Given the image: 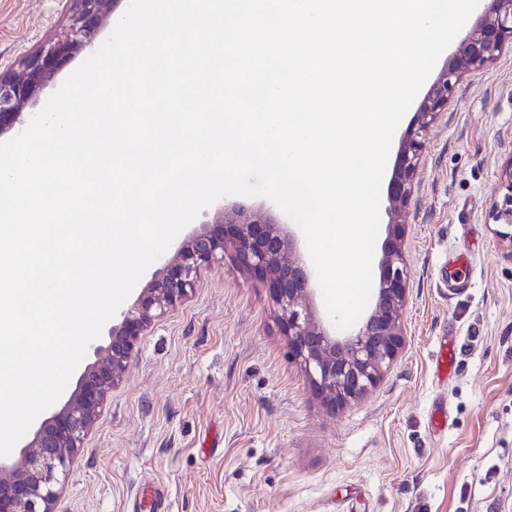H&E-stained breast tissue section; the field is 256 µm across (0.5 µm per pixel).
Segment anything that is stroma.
Listing matches in <instances>:
<instances>
[{"label":"stroma","instance_id":"1","mask_svg":"<svg viewBox=\"0 0 512 512\" xmlns=\"http://www.w3.org/2000/svg\"><path fill=\"white\" fill-rule=\"evenodd\" d=\"M64 0H0V70L66 25ZM512 156V40L464 76L425 137L405 226V347L367 396L337 409L289 355L263 281L232 254L142 336L76 457L56 512H132L138 486L167 492V512H512V252L489 217ZM304 234L271 200L232 195ZM464 256L457 286L440 268ZM457 359L438 376L443 339ZM448 403V427L429 415Z\"/></svg>","mask_w":512,"mask_h":512}]
</instances>
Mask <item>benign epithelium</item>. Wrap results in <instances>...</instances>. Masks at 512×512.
Here are the masks:
<instances>
[{"instance_id": "obj_1", "label": "benign epithelium", "mask_w": 512, "mask_h": 512, "mask_svg": "<svg viewBox=\"0 0 512 512\" xmlns=\"http://www.w3.org/2000/svg\"><path fill=\"white\" fill-rule=\"evenodd\" d=\"M70 24L54 40L22 61L19 74L0 73V136L9 132L26 107L75 55L91 48L118 0H67ZM512 39V0H489L476 26L468 30L451 62L433 84L405 131L397 153L388 201L392 217L380 259L379 280L366 318L344 333L331 332L316 319L312 275L292 257L294 239L279 224L239 208L221 213L192 233L137 295L119 312L101 347V360L87 365L63 402L45 410L18 455L0 459V512H55L61 485L108 394L120 381L144 333L196 288L201 271L224 262L231 251L237 264L263 280L288 336L291 354L315 393L330 407L367 395L396 361L404 346L400 310L407 298L408 267L404 225L397 215L407 206L426 133L463 75L495 61L505 39ZM502 201L490 216L498 242L512 250V155L500 169Z\"/></svg>"}]
</instances>
